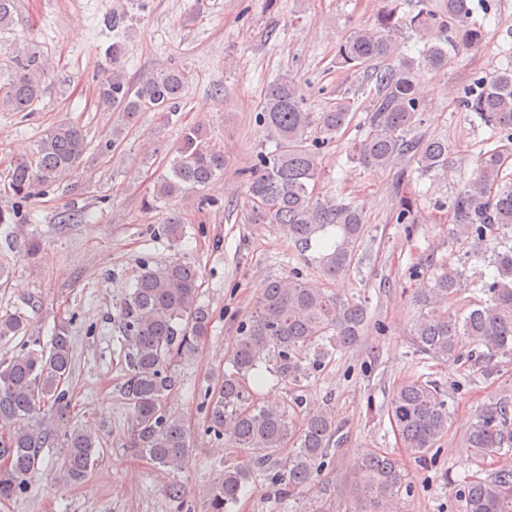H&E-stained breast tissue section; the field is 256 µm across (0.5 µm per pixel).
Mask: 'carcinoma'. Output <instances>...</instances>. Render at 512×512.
I'll list each match as a JSON object with an SVG mask.
<instances>
[{
  "instance_id": "carcinoma-1",
  "label": "carcinoma",
  "mask_w": 512,
  "mask_h": 512,
  "mask_svg": "<svg viewBox=\"0 0 512 512\" xmlns=\"http://www.w3.org/2000/svg\"><path fill=\"white\" fill-rule=\"evenodd\" d=\"M447 2L448 12L442 16L429 0H420L418 12L403 18L395 0H383L374 27L353 32L339 45L340 63L370 73L374 81L364 132L349 146L350 162L369 170L416 163L425 171L447 174L448 143L410 138L408 132L422 111L416 73L422 68L447 70L448 50L430 45L415 60L400 55L391 36L403 26L423 35L437 25L456 33L463 46L481 42V29L467 24L469 0ZM124 21L120 15L105 20L114 35L103 63L108 76L97 85V97L121 113L129 126L145 109L174 111L187 76L170 68L135 80L128 77L123 65ZM12 54L15 68L0 75V110L30 112L42 95L49 64L27 44L15 43ZM382 59L389 64L371 70L372 62ZM461 102L479 116L490 136L476 158L474 177L451 202L453 234L474 254L491 237L500 239V250L492 261L495 273L473 283L487 299L454 314L448 302L458 294L463 271L450 259L420 275V286L412 294L417 307L413 340L420 353L443 365L476 353L488 360L512 357V186L505 175L512 160V67L478 79L464 91ZM352 108L344 97L325 112H308L294 80L282 77L268 84L259 122L274 150L257 155L246 181L251 221L278 225L300 252L318 242L323 250L318 265L327 279L350 271L367 232L357 206L315 195L321 175L320 143L350 124ZM313 129L319 136L312 139ZM88 146L80 124L52 127L39 141L36 154L21 155L11 163L9 194L28 199L38 187L66 178ZM173 154L170 174L157 185L158 199L205 186L224 172V153L201 124L184 130ZM199 279L195 266L178 259L160 266L145 264L119 311L127 341L120 393L129 408L128 433L143 459L170 472L185 469L190 460L189 432L169 410L167 396L176 385L175 363L195 354L196 339L210 323V309L199 298ZM367 322L366 306L354 298L312 288L292 275L264 282L208 405L209 428L243 452L248 463H224L222 473L206 489V512H233L254 471L270 472L282 499L305 501L308 507L301 512H397L412 481L396 455L364 449L360 474L343 504L336 499L333 484L321 479L338 433L333 411L310 412L297 425L291 405H300L299 399L291 404H261L255 399L265 381L261 368L283 381L299 383L355 345ZM26 331L23 317L0 316V339ZM71 368L70 330L63 322L54 327L45 347L23 348L0 359V430L7 431L0 436V498L25 486L39 469L41 449L59 438L64 481L78 483L88 476L99 440L88 428H64L71 400L62 384ZM43 408L48 413L34 420ZM386 414L399 447L421 459L451 428L448 390L430 375L395 387ZM466 441L476 465L511 451L512 404L500 399L482 408ZM459 498L461 512H512V467L505 465L487 478L469 476Z\"/></svg>"
}]
</instances>
